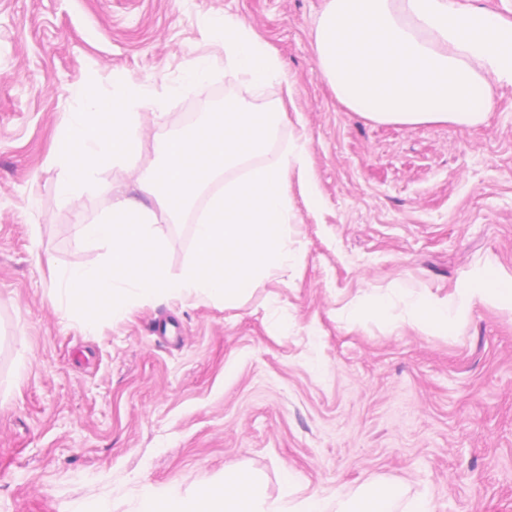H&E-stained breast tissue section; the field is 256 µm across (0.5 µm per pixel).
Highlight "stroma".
<instances>
[{
    "label": "stroma",
    "instance_id": "1",
    "mask_svg": "<svg viewBox=\"0 0 512 512\" xmlns=\"http://www.w3.org/2000/svg\"><path fill=\"white\" fill-rule=\"evenodd\" d=\"M324 0H0V512H133L146 489L193 491L239 463L284 493L353 497L378 482L399 506L512 512V306L475 304L447 335L337 312L452 296L512 276V86L477 126L376 123L344 108L313 48ZM241 19L293 83L279 147L308 138L317 192L291 179L293 259L237 305L164 297L89 325L55 300L52 269L106 260L79 221L136 197L159 134L203 122L243 85L208 39ZM211 56L202 83L137 117L141 156L79 203L58 192L51 148L77 97L108 103L128 76L156 91ZM160 224L166 266L195 254L216 184ZM175 324L185 343L159 339Z\"/></svg>",
    "mask_w": 512,
    "mask_h": 512
}]
</instances>
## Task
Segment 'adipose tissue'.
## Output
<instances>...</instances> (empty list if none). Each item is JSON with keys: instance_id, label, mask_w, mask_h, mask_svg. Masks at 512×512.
I'll return each instance as SVG.
<instances>
[{"instance_id": "adipose-tissue-1", "label": "adipose tissue", "mask_w": 512, "mask_h": 512, "mask_svg": "<svg viewBox=\"0 0 512 512\" xmlns=\"http://www.w3.org/2000/svg\"><path fill=\"white\" fill-rule=\"evenodd\" d=\"M313 40L337 100L379 123L476 126L493 112L496 87L512 85V19L493 16L473 0H325ZM159 103L135 80L113 88L110 111H101L95 97L78 100L51 159L61 171V196L79 202L98 187L104 170L142 154L133 118ZM477 303L512 304V278H482L454 298L409 300L402 316L375 299L352 304L340 317L353 327L407 324L437 336ZM396 497L394 486L379 483L358 500L334 506L316 494L274 500L260 476L229 465L222 483L190 494L174 487L161 495L145 491L137 512H393Z\"/></svg>"}]
</instances>
